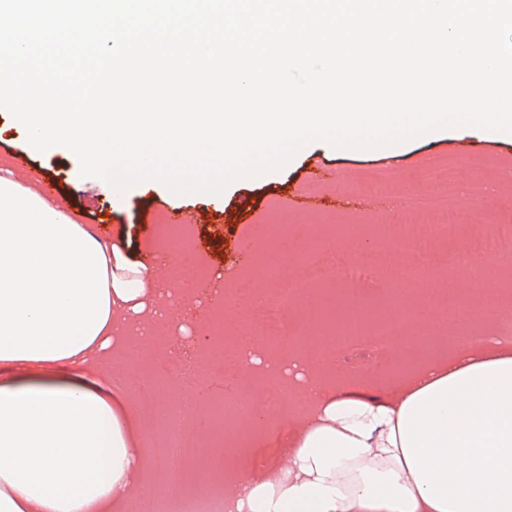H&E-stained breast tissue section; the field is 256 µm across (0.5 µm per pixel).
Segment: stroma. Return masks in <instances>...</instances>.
Segmentation results:
<instances>
[{"instance_id":"obj_1","label":"stroma","mask_w":512,"mask_h":512,"mask_svg":"<svg viewBox=\"0 0 512 512\" xmlns=\"http://www.w3.org/2000/svg\"><path fill=\"white\" fill-rule=\"evenodd\" d=\"M0 166L32 191L43 183L60 182L66 191L61 207L75 211L79 224L120 247L140 253L159 251L169 260L194 252L192 263L178 275L183 285L172 298L156 295V307L181 304L193 326L206 324L213 293L207 281L222 275L234 288L238 279L252 277L260 291L269 284L260 271L270 257L288 261L297 241L270 237L265 224L277 219L294 224L355 261L364 260V246L383 254L396 249L402 224H434L436 212L411 206L420 195L449 194L457 198V220L468 223L473 211L512 221V135H464L453 129L406 141L392 151H340L323 142L309 144L275 174L225 188L222 205L213 208L202 194L175 197L163 188L135 185L117 194L96 178H75L70 151L55 146L38 152L24 139L17 120L0 109ZM213 213L214 221L189 228L178 240L164 234L167 210ZM505 281L498 267L476 277L462 276L456 293L446 279L429 274L414 283L412 301L430 299L432 306L450 305L482 313L493 310L488 289Z\"/></svg>"}]
</instances>
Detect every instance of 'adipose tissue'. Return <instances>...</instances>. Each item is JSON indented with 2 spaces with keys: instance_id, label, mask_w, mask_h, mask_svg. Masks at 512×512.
<instances>
[{
  "instance_id": "ef3b65f1",
  "label": "adipose tissue",
  "mask_w": 512,
  "mask_h": 512,
  "mask_svg": "<svg viewBox=\"0 0 512 512\" xmlns=\"http://www.w3.org/2000/svg\"><path fill=\"white\" fill-rule=\"evenodd\" d=\"M175 286L0 174V512H122L150 455L91 368ZM393 361L408 371L308 376L303 426L239 512H512V347Z\"/></svg>"
}]
</instances>
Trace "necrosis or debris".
I'll return each mask as SVG.
<instances>
[{
    "label": "necrosis or debris",
    "instance_id": "4bbe7bcc",
    "mask_svg": "<svg viewBox=\"0 0 512 512\" xmlns=\"http://www.w3.org/2000/svg\"><path fill=\"white\" fill-rule=\"evenodd\" d=\"M432 235L429 243L419 246L417 262L407 266L398 279L389 282L384 293L388 312L377 322L364 325L350 320L340 325L335 321L334 303L329 301L322 306L321 311L330 322L326 334L332 351H341L353 343L390 351L401 340L415 335L423 318L420 307L409 299V288L420 271L431 268L441 273L455 266L478 262L484 266L500 265L512 275V224L481 217L470 224L437 225ZM459 239L467 240L468 250L451 249L441 253L442 244H452ZM375 271L374 264L353 262L342 252L327 247L321 238L310 236L304 247L292 255L289 264L273 261L263 269V276L278 284L272 295L257 293L251 282L243 281L237 284L230 300L252 304L255 332L260 337L261 347L269 350L290 348L309 357L315 352L310 337L297 330L289 333L284 330L297 300L315 285L339 281L351 288L368 287ZM154 346V340L138 338L130 341L122 352V360L128 369L127 384L160 444L158 456L148 465V478L140 488L139 512H236V491L217 484L210 476H200L185 484L177 483L172 476L171 463L186 460L194 450L182 430L170 427L168 411L158 408V402L165 394L179 392V385L171 382L150 386L139 380L142 365L152 356ZM244 359L242 343L224 337L223 312H214L193 367L194 375L206 377L218 369L229 377L237 372ZM289 399L288 392L275 390L266 403L258 407L241 394L236 396L232 409H225L223 403L212 402L207 406V413L215 428L220 429L224 426L225 412H232L240 428L244 429L257 416L278 412Z\"/></svg>",
    "mask_w": 512,
    "mask_h": 512
}]
</instances>
